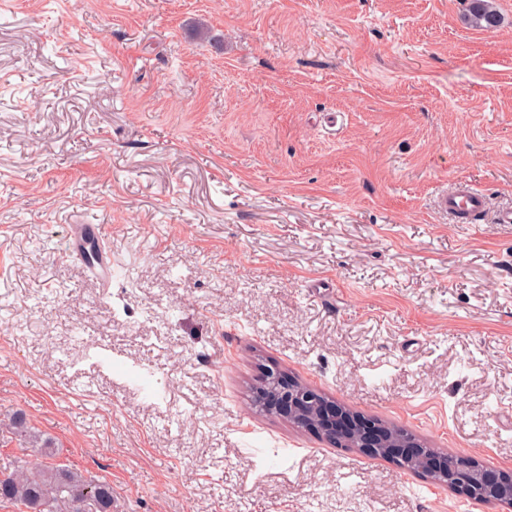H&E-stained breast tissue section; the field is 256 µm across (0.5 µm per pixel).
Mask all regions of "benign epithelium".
I'll return each instance as SVG.
<instances>
[{
    "label": "benign epithelium",
    "instance_id": "obj_1",
    "mask_svg": "<svg viewBox=\"0 0 512 512\" xmlns=\"http://www.w3.org/2000/svg\"><path fill=\"white\" fill-rule=\"evenodd\" d=\"M259 403L295 427L337 448H355L371 458L398 462L409 459L419 470L436 476L435 483L459 497L485 505L512 508V472L496 471L472 455H461L448 469V453L411 437L391 443L394 427L360 415L272 364L263 368L254 387Z\"/></svg>",
    "mask_w": 512,
    "mask_h": 512
}]
</instances>
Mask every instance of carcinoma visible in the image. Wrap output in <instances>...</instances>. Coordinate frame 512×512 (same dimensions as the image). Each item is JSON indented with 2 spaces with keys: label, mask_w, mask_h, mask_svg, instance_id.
<instances>
[{
  "label": "carcinoma",
  "mask_w": 512,
  "mask_h": 512,
  "mask_svg": "<svg viewBox=\"0 0 512 512\" xmlns=\"http://www.w3.org/2000/svg\"><path fill=\"white\" fill-rule=\"evenodd\" d=\"M467 21L487 30L499 25L498 14L488 0H469ZM41 462L20 460L9 474L0 473V502L23 506L27 512H74V501L85 497V512H112V485L86 477L53 462L56 449L46 439L35 448Z\"/></svg>",
  "instance_id": "1"
}]
</instances>
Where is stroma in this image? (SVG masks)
Returning <instances> with one entry per match:
<instances>
[{
  "label": "stroma",
  "mask_w": 512,
  "mask_h": 512,
  "mask_svg": "<svg viewBox=\"0 0 512 512\" xmlns=\"http://www.w3.org/2000/svg\"><path fill=\"white\" fill-rule=\"evenodd\" d=\"M490 2L491 32L467 0H0V465L20 411L117 512H493L251 404L274 362L512 471ZM459 182L480 223L437 207ZM72 224L102 227L110 287Z\"/></svg>",
  "instance_id": "1"
}]
</instances>
